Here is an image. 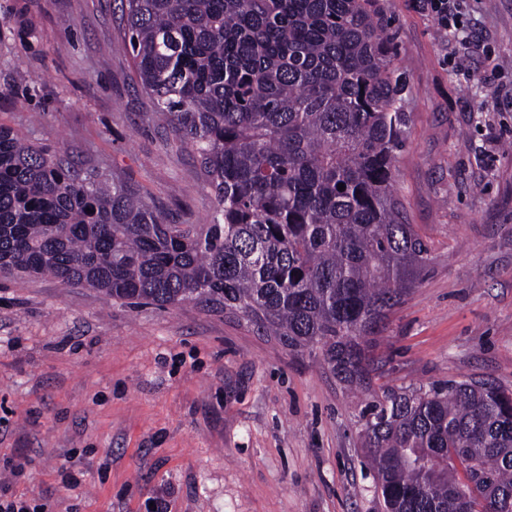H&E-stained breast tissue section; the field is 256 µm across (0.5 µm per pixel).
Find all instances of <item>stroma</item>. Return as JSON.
Instances as JSON below:
<instances>
[{
  "mask_svg": "<svg viewBox=\"0 0 512 512\" xmlns=\"http://www.w3.org/2000/svg\"><path fill=\"white\" fill-rule=\"evenodd\" d=\"M379 3L408 82L394 192L430 262L377 341L376 382L512 389V0H455L459 41L417 0ZM153 109L120 0H0V125L204 223L196 156ZM360 408L320 359L224 314L0 276V486L44 512H376Z\"/></svg>",
  "mask_w": 512,
  "mask_h": 512,
  "instance_id": "1",
  "label": "stroma"
}]
</instances>
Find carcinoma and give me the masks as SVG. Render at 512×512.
<instances>
[{"label":"carcinoma","mask_w":512,"mask_h":512,"mask_svg":"<svg viewBox=\"0 0 512 512\" xmlns=\"http://www.w3.org/2000/svg\"><path fill=\"white\" fill-rule=\"evenodd\" d=\"M148 119L196 154L215 205L171 223L115 172L0 126V275L241 317L370 391L380 512H512V391L373 389L389 314L429 262L394 195L406 77L378 0H121ZM344 190H338V184Z\"/></svg>","instance_id":"cac0c4a2"}]
</instances>
